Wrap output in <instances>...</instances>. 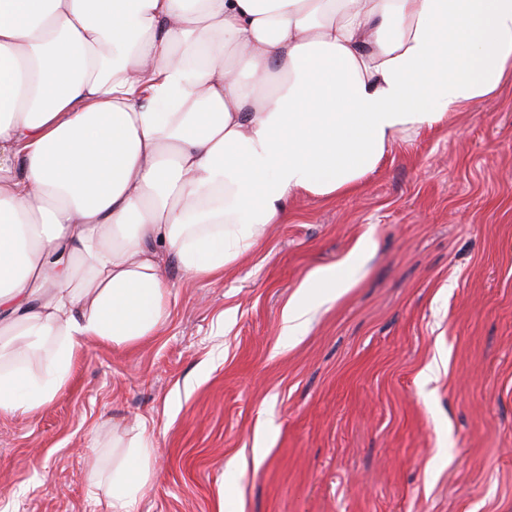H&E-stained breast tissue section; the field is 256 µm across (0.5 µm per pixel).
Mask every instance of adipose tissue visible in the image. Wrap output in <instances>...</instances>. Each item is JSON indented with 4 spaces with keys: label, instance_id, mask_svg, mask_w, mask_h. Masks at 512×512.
Returning <instances> with one entry per match:
<instances>
[{
    "label": "adipose tissue",
    "instance_id": "1",
    "mask_svg": "<svg viewBox=\"0 0 512 512\" xmlns=\"http://www.w3.org/2000/svg\"><path fill=\"white\" fill-rule=\"evenodd\" d=\"M511 77L512 0H0V336L41 363L0 371V417L156 335L167 261L223 276ZM128 445L112 512L155 476Z\"/></svg>",
    "mask_w": 512,
    "mask_h": 512
}]
</instances>
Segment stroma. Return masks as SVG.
Wrapping results in <instances>:
<instances>
[{"instance_id":"35a3bbf8","label":"stroma","mask_w":512,"mask_h":512,"mask_svg":"<svg viewBox=\"0 0 512 512\" xmlns=\"http://www.w3.org/2000/svg\"><path fill=\"white\" fill-rule=\"evenodd\" d=\"M326 269L349 288L282 335ZM167 278L156 335L83 347L0 419V512H112V429L143 419L136 512H512V81L399 136L357 193L292 200L223 277ZM322 302L316 301L314 304H305L301 300L289 304L283 313L282 331L286 335H291L298 326L306 321V316L313 310L314 305Z\"/></svg>"}]
</instances>
